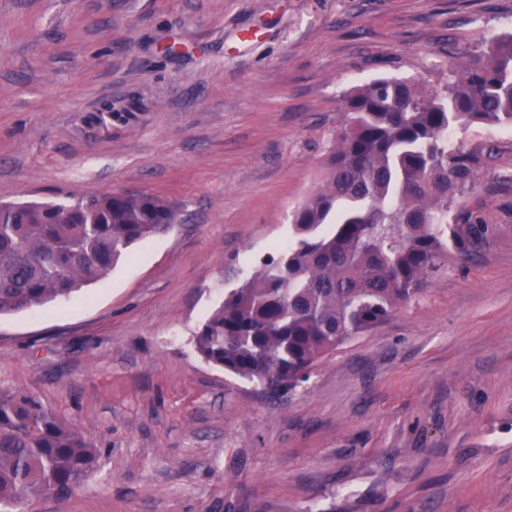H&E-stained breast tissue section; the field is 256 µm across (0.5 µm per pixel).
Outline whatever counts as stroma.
Segmentation results:
<instances>
[{
	"instance_id": "1",
	"label": "stroma",
	"mask_w": 512,
	"mask_h": 512,
	"mask_svg": "<svg viewBox=\"0 0 512 512\" xmlns=\"http://www.w3.org/2000/svg\"><path fill=\"white\" fill-rule=\"evenodd\" d=\"M512 33V0H0V202L168 197L180 222L104 279L0 316V389L98 448L23 512H512V128L464 205L492 227L294 391L192 336L286 245L344 96L442 80Z\"/></svg>"
}]
</instances>
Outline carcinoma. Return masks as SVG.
<instances>
[{
	"label": "carcinoma",
	"instance_id": "carcinoma-1",
	"mask_svg": "<svg viewBox=\"0 0 512 512\" xmlns=\"http://www.w3.org/2000/svg\"><path fill=\"white\" fill-rule=\"evenodd\" d=\"M347 121L322 184L292 214V237L224 293L195 332L197 353L272 394L306 382L324 357L386 322L488 226L461 204L497 149L448 137L512 127V33L428 87L379 77L343 100ZM178 209L147 192L71 204L0 203V316L65 299L107 276L137 242L169 233ZM98 453L22 391L0 389V512L66 499Z\"/></svg>",
	"mask_w": 512,
	"mask_h": 512
}]
</instances>
